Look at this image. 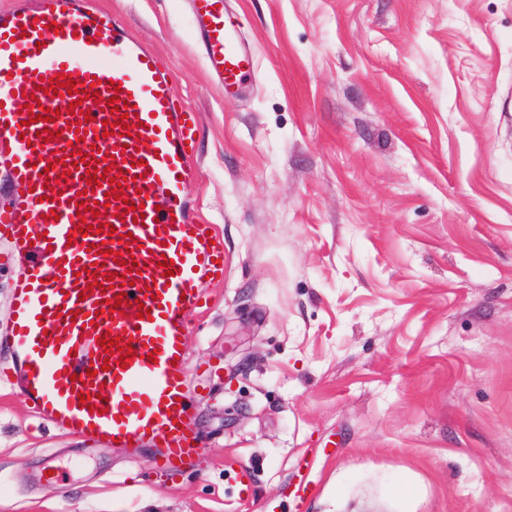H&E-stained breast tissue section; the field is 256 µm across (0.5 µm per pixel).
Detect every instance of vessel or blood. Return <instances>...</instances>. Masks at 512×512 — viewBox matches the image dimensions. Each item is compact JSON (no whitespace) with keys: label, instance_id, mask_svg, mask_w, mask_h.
I'll return each mask as SVG.
<instances>
[{"label":"vessel or blood","instance_id":"vessel-or-blood-1","mask_svg":"<svg viewBox=\"0 0 512 512\" xmlns=\"http://www.w3.org/2000/svg\"><path fill=\"white\" fill-rule=\"evenodd\" d=\"M194 14L206 60L235 93L254 70L251 50L224 0H194ZM64 73L75 87L50 92ZM93 85L99 100L84 99ZM178 98L155 55L83 0L0 13V142L11 144L5 162L24 190L17 208L0 212V224L12 254L26 260L12 289L11 330L0 336L9 375L42 422L98 445L151 446L167 472L190 468L201 451L187 393V314L203 298V281L224 278L223 244L211 243L206 225L189 214L196 116ZM74 102L82 108L75 116L67 112ZM48 108L54 121L42 119ZM44 129L55 140L43 141ZM108 169L143 217H117ZM92 170L100 183H88ZM83 205L99 207V222L114 234H81ZM100 242L121 262L99 254ZM123 292V313L106 312ZM106 334L131 346L133 361L105 364Z\"/></svg>","mask_w":512,"mask_h":512}]
</instances>
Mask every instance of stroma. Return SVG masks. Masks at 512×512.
I'll use <instances>...</instances> for the list:
<instances>
[{"mask_svg": "<svg viewBox=\"0 0 512 512\" xmlns=\"http://www.w3.org/2000/svg\"><path fill=\"white\" fill-rule=\"evenodd\" d=\"M86 4L197 115L202 453L83 448L1 351L0 512H295L303 465L302 512H512V0H225L256 59L231 98L191 0ZM24 264L0 236V335Z\"/></svg>", "mask_w": 512, "mask_h": 512, "instance_id": "stroma-1", "label": "stroma"}]
</instances>
